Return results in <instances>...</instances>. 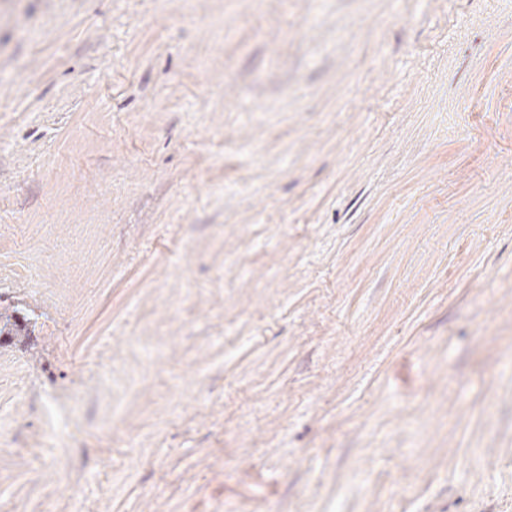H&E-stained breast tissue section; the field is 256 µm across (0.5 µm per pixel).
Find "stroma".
Here are the masks:
<instances>
[{"label":"stroma","mask_w":512,"mask_h":512,"mask_svg":"<svg viewBox=\"0 0 512 512\" xmlns=\"http://www.w3.org/2000/svg\"><path fill=\"white\" fill-rule=\"evenodd\" d=\"M0 512H512V0H0Z\"/></svg>","instance_id":"1"}]
</instances>
